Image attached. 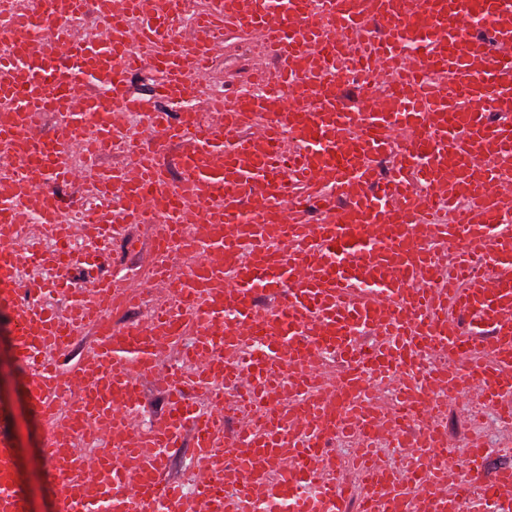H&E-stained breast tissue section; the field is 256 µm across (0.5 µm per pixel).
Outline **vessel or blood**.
<instances>
[{"label":"vessel or blood","mask_w":512,"mask_h":512,"mask_svg":"<svg viewBox=\"0 0 512 512\" xmlns=\"http://www.w3.org/2000/svg\"><path fill=\"white\" fill-rule=\"evenodd\" d=\"M46 0L19 12L0 0V223L38 205L41 231L67 253L63 274L20 302L13 345L27 396L46 430L43 456L60 479L57 512H182L187 494L207 512H512V467L472 493L450 449L409 423L433 411L418 376L473 396L512 424V0H205L195 22L173 27L185 0ZM93 13L97 39L72 38L69 19ZM149 57L127 52L125 19ZM257 35L272 69L260 97L209 99L218 127L184 105L209 85L226 38ZM384 73L390 90L343 102L338 64ZM155 66L171 111L145 113L131 135L138 175L110 167L99 192L120 186L130 206L92 210L97 237L63 224L54 186L88 178L106 138L101 118L136 112L130 71ZM142 111V110H141ZM54 116L45 133V116ZM184 154L176 169L161 159ZM44 175H27L31 165ZM429 184L435 201L417 187ZM194 205L206 234L182 223ZM154 224V243L131 238ZM128 239L138 265L93 276L92 300L70 293L86 256ZM456 245L448 270L433 257ZM31 240L0 244V297L18 296ZM173 305L139 307L141 270ZM138 307L140 321L109 330L70 372L58 360L104 314ZM180 349L164 364L165 348ZM447 369L426 365L428 349ZM398 415L370 402L395 368ZM166 409L144 429L147 383ZM254 425L225 432V392ZM404 451L394 469L377 448ZM191 439L198 458L230 460L234 490L212 470L192 490L169 477V450ZM354 441L332 481V442ZM385 446V447H386ZM20 451L0 431V512H31Z\"/></svg>","instance_id":"b4317fda"}]
</instances>
